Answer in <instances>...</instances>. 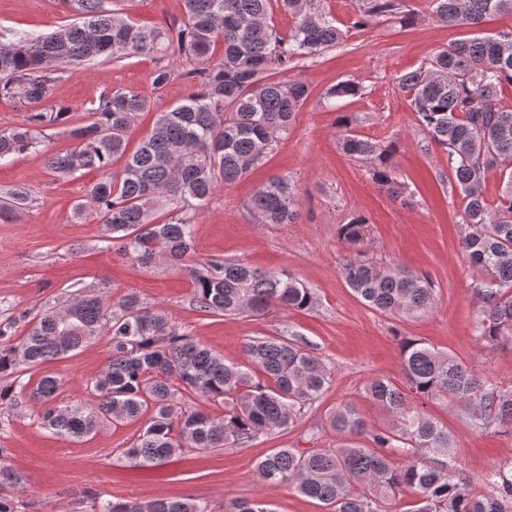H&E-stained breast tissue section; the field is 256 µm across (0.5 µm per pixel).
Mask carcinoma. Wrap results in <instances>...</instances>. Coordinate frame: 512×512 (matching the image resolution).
<instances>
[{
    "label": "carcinoma",
    "instance_id": "obj_1",
    "mask_svg": "<svg viewBox=\"0 0 512 512\" xmlns=\"http://www.w3.org/2000/svg\"><path fill=\"white\" fill-rule=\"evenodd\" d=\"M75 22L46 36L14 33L0 42V98L28 105L23 125L0 130V160L25 153L63 124L68 105H50L55 85L72 67L100 58L120 62L137 54L162 57L174 51L193 58L199 90L160 113L150 134L128 150L127 134L150 102L131 91L103 93L84 122L70 130L74 146L51 154L48 166L59 177L96 171L77 215L100 216L107 238L119 242L123 258L150 267L164 262L187 278L192 301L206 313L225 316L272 308L313 306L310 290L288 272H270L242 260L196 261L193 224L180 214L204 207L216 183L232 184L258 166L277 139L288 135L309 87L278 80L294 58L313 56L343 42L335 20L315 0H184V16L166 26L145 28L106 7V0H66ZM295 24L280 36L273 5ZM431 15L450 26H477L495 14H512V0H429ZM377 15L414 13L404 0H363L354 22L363 28ZM512 86V29L475 36L438 52L426 66L398 77L424 149L439 147L448 157V180L465 203L462 248L484 275V310L476 332L493 349H512V108L499 105ZM342 152L372 166L379 189L412 201L394 177L390 154L352 131L339 138ZM122 162L119 170L114 169ZM500 175L498 202L483 193L488 171ZM23 186L0 189V220L27 208ZM174 216L162 219L161 209ZM252 210L261 224H293L297 191L286 176L260 187ZM356 217L341 225L340 239L353 247L369 236ZM349 288L375 311L397 317L430 312L435 291L429 280L401 269H385L357 257L342 268ZM112 344L105 371L87 384L97 401L90 407L57 403L62 382L29 370L62 359L101 335ZM244 365L224 360L202 342L179 333L158 306L124 294L109 305L103 296L79 292L66 304L36 313L24 310L0 318V406L14 407L28 396L43 405L42 425L53 434L81 439L101 424L135 421L147 415L144 431L126 449L138 466L160 464L186 449L209 451L246 445L286 429L332 380V368L301 339L258 337L246 344ZM403 385L377 377L367 398L387 416L371 431L352 405L335 411L330 424L351 441L309 452L277 448L256 465L259 480L272 488L323 503L328 512H390L406 488L417 492L408 512H512V459L496 464L479 492L455 464L458 447L448 428L427 416L417 401L457 405L482 428L512 436V387L482 379L456 356L420 339L400 351ZM195 395L219 408L215 416L189 406ZM368 435L370 445L354 441ZM24 476L6 463L0 448V512H20L17 494ZM91 512H213L207 502L157 497L148 501L93 498ZM224 512H275L263 499H235Z\"/></svg>",
    "mask_w": 512,
    "mask_h": 512
}]
</instances>
